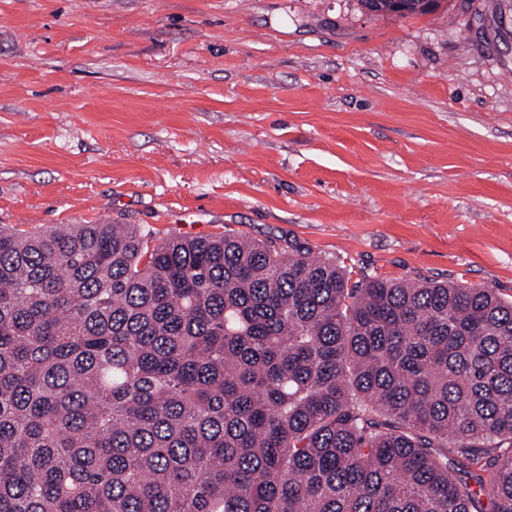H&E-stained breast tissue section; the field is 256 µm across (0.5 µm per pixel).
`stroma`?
<instances>
[{
  "label": "stroma",
  "instance_id": "35a3bbf8",
  "mask_svg": "<svg viewBox=\"0 0 512 512\" xmlns=\"http://www.w3.org/2000/svg\"><path fill=\"white\" fill-rule=\"evenodd\" d=\"M101 223L512 296V0H0V225ZM394 1H398L395 3ZM360 5L375 15H408L425 14L436 7L438 0H359Z\"/></svg>",
  "mask_w": 512,
  "mask_h": 512
}]
</instances>
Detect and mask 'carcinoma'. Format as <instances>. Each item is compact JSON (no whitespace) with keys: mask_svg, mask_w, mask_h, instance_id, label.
Listing matches in <instances>:
<instances>
[{"mask_svg":"<svg viewBox=\"0 0 512 512\" xmlns=\"http://www.w3.org/2000/svg\"><path fill=\"white\" fill-rule=\"evenodd\" d=\"M0 512H512V298L1 225Z\"/></svg>","mask_w":512,"mask_h":512,"instance_id":"1","label":"carcinoma"}]
</instances>
